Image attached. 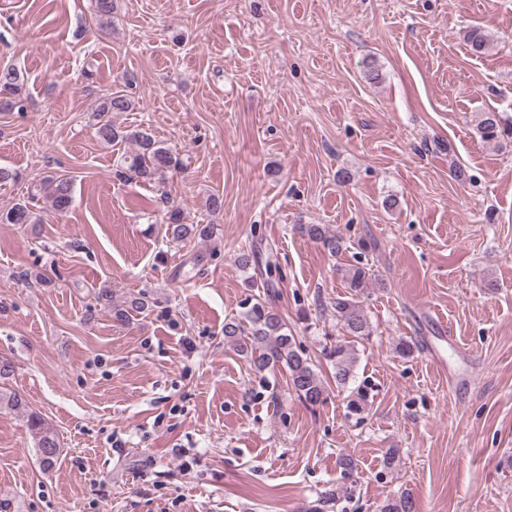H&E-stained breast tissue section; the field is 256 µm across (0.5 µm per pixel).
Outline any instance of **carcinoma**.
Returning a JSON list of instances; mask_svg holds the SVG:
<instances>
[{"label": "carcinoma", "instance_id": "cac0c4a2", "mask_svg": "<svg viewBox=\"0 0 512 512\" xmlns=\"http://www.w3.org/2000/svg\"><path fill=\"white\" fill-rule=\"evenodd\" d=\"M464 41L471 54L480 56L489 50V37L485 30L474 26L464 34ZM24 77L14 68L0 71V111L22 108V89ZM133 102L122 90L108 92L102 96L96 109L97 134L106 144L129 140L137 145L136 153L121 157L114 171L120 180L139 179L153 181L159 175L171 169L183 167V161L170 148L160 144L144 130H122L112 124L107 116L114 112H128ZM479 133L486 141L512 139V127L502 125L497 113L486 112L479 123ZM166 203V235L175 241L214 234L212 224H186L182 212L175 206L169 195H163ZM43 203L59 213L68 211L72 203V183L67 177L47 176L36 186L29 200L16 203L6 211H0L1 224L36 223L33 207ZM299 231L310 240L318 243L331 256L335 257L344 250V240L330 233L323 224H301ZM348 291L336 299L334 310L337 324L349 336V341L324 348L323 356L330 363L332 377L336 384L344 385L354 377L357 368V345L368 339L373 328L364 312L360 296L364 289L373 286L382 288L384 283L375 277L365 265H354L337 269ZM148 307L147 300L133 298L127 308L112 306V314L119 321L128 317V310H143ZM224 338L233 342L237 351L244 355L249 363L259 371L285 368L289 382L298 398L310 406L320 405L326 400L325 380L317 371L311 359L307 357L288 333V325L281 315L260 298L249 302L244 321L231 319L224 322ZM27 407L24 396L16 391L0 389V410H23ZM27 426L35 446L38 448L40 464L45 468L53 467L61 454L60 441L56 431L38 414L27 415ZM380 512H415V502L409 496H401L387 502Z\"/></svg>", "mask_w": 512, "mask_h": 512}]
</instances>
